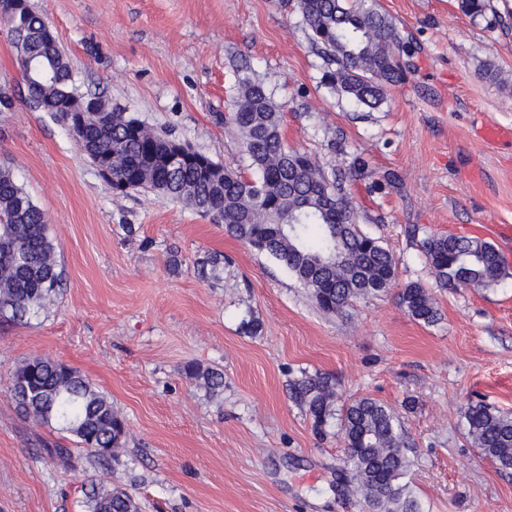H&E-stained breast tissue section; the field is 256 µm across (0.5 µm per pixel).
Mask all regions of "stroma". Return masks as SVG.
<instances>
[{
	"instance_id": "obj_1",
	"label": "stroma",
	"mask_w": 512,
	"mask_h": 512,
	"mask_svg": "<svg viewBox=\"0 0 512 512\" xmlns=\"http://www.w3.org/2000/svg\"><path fill=\"white\" fill-rule=\"evenodd\" d=\"M30 3L80 92L241 170L248 158L221 117L237 66L250 64L285 107L289 148L327 171L343 152L367 161L371 180L348 191L361 230L395 254L397 287L326 313L210 216L147 192L113 195L64 124L27 105L0 22V167L47 215L64 270L50 308L0 319V512H85L101 486L134 495L142 512H369L340 436L317 435L291 394L305 374L333 378L339 402L367 396L395 413L420 512H512V475L474 445L462 413L478 400L512 413V251L491 287L443 289L420 247L433 234L491 243L490 225H512V139L481 134L512 132V0L478 18L458 0H377L413 68L374 111L326 84L296 0ZM489 64L499 79L484 77ZM207 251L224 256L219 277L197 272ZM411 282L432 293L436 323L400 305ZM253 317L262 328L251 336L242 323ZM36 357L111 400L127 429L118 461L26 415L9 378ZM190 362L222 369L223 393L190 379Z\"/></svg>"
}]
</instances>
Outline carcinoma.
<instances>
[{
	"instance_id": "obj_1",
	"label": "carcinoma",
	"mask_w": 512,
	"mask_h": 512,
	"mask_svg": "<svg viewBox=\"0 0 512 512\" xmlns=\"http://www.w3.org/2000/svg\"><path fill=\"white\" fill-rule=\"evenodd\" d=\"M297 7L325 63L326 82L356 106L379 108L387 88L406 75L411 57L393 20L368 0H297ZM42 25V16L31 8L7 23L10 33L27 32L17 62L41 110L53 112L58 97L78 88L56 41L42 36ZM236 92L225 122L242 141L249 177L194 149L191 154L212 164L213 172L205 174L196 161L162 162L178 141L142 121L132 126L134 117L124 112H112L107 123L90 115L70 133L81 148L90 149L93 160L109 166L116 195L150 192L212 215L228 234L291 273L321 310L335 313L354 298L388 292L395 286V258L379 239L361 231L347 191L365 176V162L343 157L326 174L309 155L285 144L282 106L251 67L240 69ZM421 248L439 288H488L505 268L500 252L479 238L432 235ZM63 279L46 215L12 170L0 167V315L22 321L47 309ZM398 297L414 320L426 325L438 320L434 300L421 285H404ZM185 373L203 381L213 396L224 389V373L217 369L189 365ZM10 384L34 421L59 426L102 461L117 457L125 423L79 372L42 357L16 369ZM292 395L305 406L318 433L337 424L345 462L372 512H419L403 482L410 461L391 409L370 397L338 408L335 384L321 376L298 380ZM464 416L484 456L499 470L512 471V414L472 401ZM88 509L139 512L131 494L102 488L88 496Z\"/></svg>"
}]
</instances>
